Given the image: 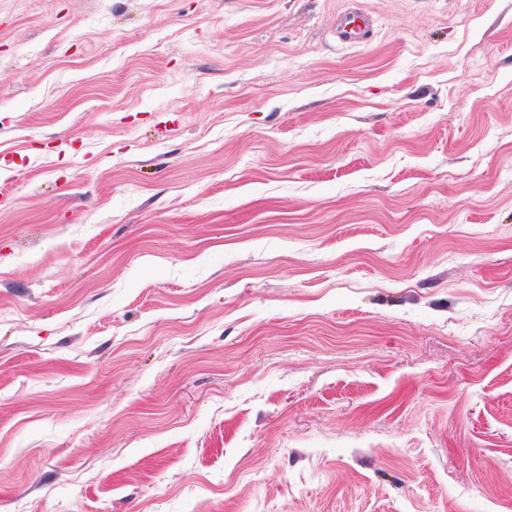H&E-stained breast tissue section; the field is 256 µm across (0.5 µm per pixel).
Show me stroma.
<instances>
[{"mask_svg":"<svg viewBox=\"0 0 512 512\" xmlns=\"http://www.w3.org/2000/svg\"><path fill=\"white\" fill-rule=\"evenodd\" d=\"M0 0V512H512V0ZM375 20L358 8L344 13L336 22V41L352 47L366 43L372 36Z\"/></svg>","mask_w":512,"mask_h":512,"instance_id":"obj_1","label":"stroma"}]
</instances>
